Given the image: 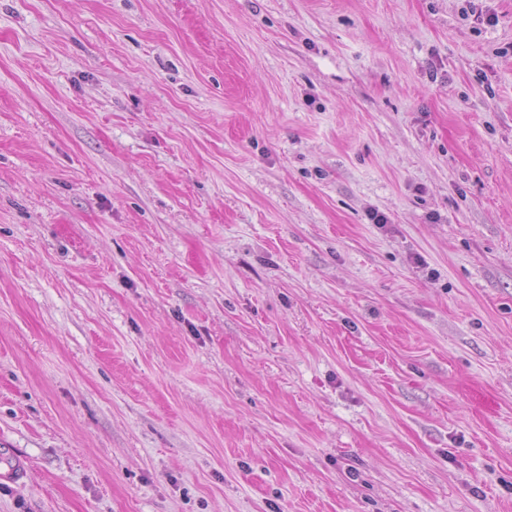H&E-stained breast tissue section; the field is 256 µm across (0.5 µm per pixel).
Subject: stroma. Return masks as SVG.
Segmentation results:
<instances>
[{"label":"stroma","mask_w":512,"mask_h":512,"mask_svg":"<svg viewBox=\"0 0 512 512\" xmlns=\"http://www.w3.org/2000/svg\"><path fill=\"white\" fill-rule=\"evenodd\" d=\"M0 448V512H512V0H0Z\"/></svg>","instance_id":"obj_1"}]
</instances>
